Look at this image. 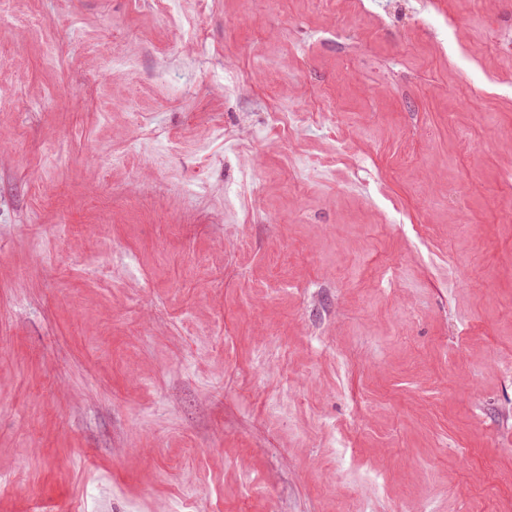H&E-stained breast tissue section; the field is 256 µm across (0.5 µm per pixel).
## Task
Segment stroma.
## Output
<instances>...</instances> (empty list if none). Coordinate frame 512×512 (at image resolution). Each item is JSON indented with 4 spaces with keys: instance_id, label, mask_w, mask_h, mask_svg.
I'll return each mask as SVG.
<instances>
[{
    "instance_id": "1",
    "label": "stroma",
    "mask_w": 512,
    "mask_h": 512,
    "mask_svg": "<svg viewBox=\"0 0 512 512\" xmlns=\"http://www.w3.org/2000/svg\"><path fill=\"white\" fill-rule=\"evenodd\" d=\"M187 19H0V512H512V0Z\"/></svg>"
}]
</instances>
